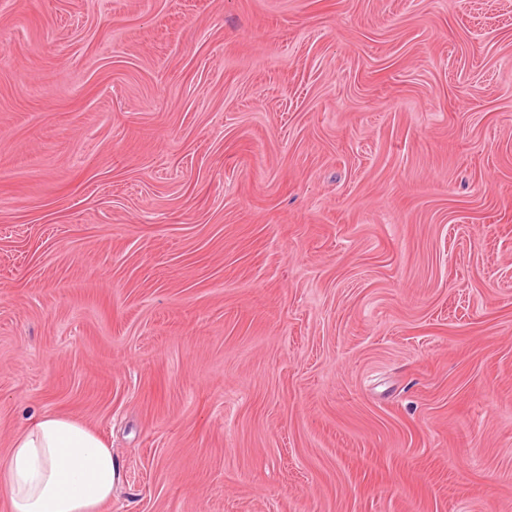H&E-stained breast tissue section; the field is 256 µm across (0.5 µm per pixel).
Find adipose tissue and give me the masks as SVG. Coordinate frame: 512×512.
<instances>
[{"label":"adipose tissue","instance_id":"1","mask_svg":"<svg viewBox=\"0 0 512 512\" xmlns=\"http://www.w3.org/2000/svg\"><path fill=\"white\" fill-rule=\"evenodd\" d=\"M118 477L112 450L97 433L50 412L34 418L0 461V493L10 512H99Z\"/></svg>","mask_w":512,"mask_h":512}]
</instances>
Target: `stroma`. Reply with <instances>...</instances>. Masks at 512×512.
Returning <instances> with one entry per match:
<instances>
[{
	"label": "stroma",
	"instance_id": "1",
	"mask_svg": "<svg viewBox=\"0 0 512 512\" xmlns=\"http://www.w3.org/2000/svg\"><path fill=\"white\" fill-rule=\"evenodd\" d=\"M100 512H512V0H0V460ZM118 477L112 449L97 433L50 412L34 418L0 462L10 512H99Z\"/></svg>",
	"mask_w": 512,
	"mask_h": 512
}]
</instances>
